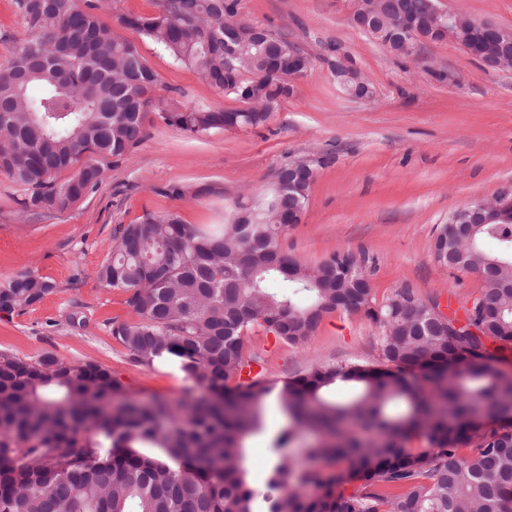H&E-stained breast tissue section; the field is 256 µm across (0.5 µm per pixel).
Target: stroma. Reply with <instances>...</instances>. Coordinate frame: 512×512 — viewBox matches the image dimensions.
Masks as SVG:
<instances>
[{
    "label": "stroma",
    "mask_w": 512,
    "mask_h": 512,
    "mask_svg": "<svg viewBox=\"0 0 512 512\" xmlns=\"http://www.w3.org/2000/svg\"><path fill=\"white\" fill-rule=\"evenodd\" d=\"M439 4L512 28V0ZM155 10L154 0H112L100 16L146 58L159 79L158 98L189 108H239L234 96L120 22ZM239 16L314 58L263 126L190 136L149 122L144 140L106 169L93 194L40 217H23V191L0 173V281L32 273L56 285L34 307L0 316V350L94 362L140 398L181 401V374L130 362L110 333L113 319L134 318L123 293L96 279L116 227L171 211L187 224L228 223L241 198L265 189L282 164L305 155L320 164L302 221L288 231L289 251L312 265L336 252L366 255L377 304L407 287L464 319L466 300L484 283L477 274L439 266L434 240L453 213L512 186V70L485 69L445 40L420 42L407 57L393 55L355 26L344 0H239ZM339 56L365 77L371 98L351 97L338 86L329 63ZM171 183L182 186V197L161 194ZM74 315L81 324L71 323ZM377 333L363 314L338 311L324 317L305 348L280 344L259 328L250 331L249 344L265 379L277 381L320 365L376 363ZM266 422V432L245 440L254 478L278 454L272 433L286 419L275 403L266 405Z\"/></svg>",
    "instance_id": "35a3bbf8"
}]
</instances>
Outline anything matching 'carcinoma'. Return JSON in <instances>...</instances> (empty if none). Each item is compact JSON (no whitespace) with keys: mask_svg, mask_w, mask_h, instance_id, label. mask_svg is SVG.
<instances>
[{"mask_svg":"<svg viewBox=\"0 0 512 512\" xmlns=\"http://www.w3.org/2000/svg\"><path fill=\"white\" fill-rule=\"evenodd\" d=\"M156 2L121 23L218 91L242 103L259 93L261 111L156 98L157 74L94 0H14L25 37L0 62V172L23 188L25 212L63 211L93 192L142 142L151 113L192 134L247 129L290 94L288 71L267 77L269 57L288 48L277 35L224 70V13L238 14L237 0ZM432 2L405 0L424 27ZM456 37L495 50L475 31ZM310 191L269 187L229 224L198 227L169 212L118 227L96 278L122 291L138 320H112V338L131 362L180 372L183 400H142L93 362L0 351V512H257L260 501L267 512H512V422L484 433L475 422L481 409L512 410V371L495 355L512 343V221L470 225L464 249L453 228L439 230L435 245L447 243L454 268L484 288L464 324L438 322L436 305L410 288L375 307L372 289L342 280L349 253L312 266L283 248L288 225L262 220L306 208ZM54 290L42 276H14L0 282V313ZM336 311L372 320L378 364L228 387L256 362L248 331L304 348ZM272 394L287 419L274 444L309 431L312 465L282 453L254 484L244 441L262 429ZM413 437L427 446L407 447Z\"/></svg>","mask_w":512,"mask_h":512,"instance_id":"cac0c4a2","label":"carcinoma"}]
</instances>
